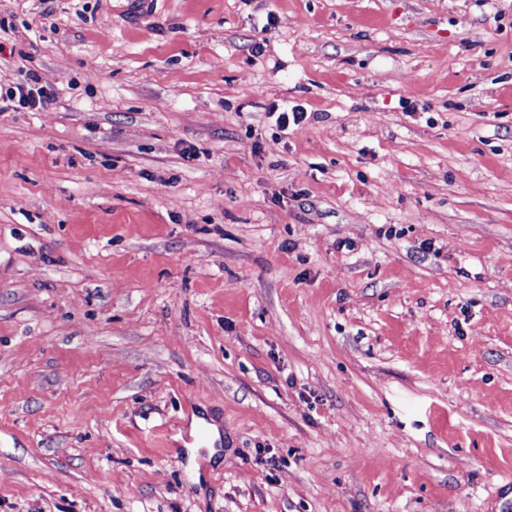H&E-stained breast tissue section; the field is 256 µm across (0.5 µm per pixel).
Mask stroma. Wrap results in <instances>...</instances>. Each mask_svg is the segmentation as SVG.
Instances as JSON below:
<instances>
[{
  "label": "stroma",
  "mask_w": 512,
  "mask_h": 512,
  "mask_svg": "<svg viewBox=\"0 0 512 512\" xmlns=\"http://www.w3.org/2000/svg\"><path fill=\"white\" fill-rule=\"evenodd\" d=\"M27 73L0 512H512V0H0ZM36 84H38V78L28 75L24 82L13 87L15 90H8L5 95L0 93V112L5 109V107L1 106V101L3 103L14 102L16 98H18L17 102L19 105L27 104L33 107L37 102L38 104H43L41 88H37Z\"/></svg>",
  "instance_id": "stroma-1"
}]
</instances>
